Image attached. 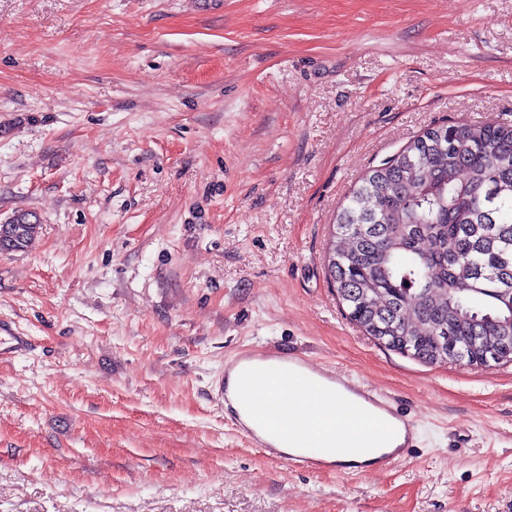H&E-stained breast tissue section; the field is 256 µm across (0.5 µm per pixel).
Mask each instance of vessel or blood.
<instances>
[{"label": "vessel or blood", "mask_w": 512, "mask_h": 512, "mask_svg": "<svg viewBox=\"0 0 512 512\" xmlns=\"http://www.w3.org/2000/svg\"><path fill=\"white\" fill-rule=\"evenodd\" d=\"M225 378L220 385V397L224 402L238 400L241 410L231 411L227 422L234 430L247 437L257 448L273 451L275 459L294 469L306 471H330L334 465L323 459L300 453L282 452L276 445L282 438V424L293 425L294 438H302L297 425L300 409H308L319 422L335 421L338 410L347 414L380 413L385 422L377 431L376 438L383 453L382 468H391L415 445L418 425L408 414L395 409L389 398L381 396L363 384L352 381L344 374L325 370L306 358L279 351L252 353L243 351L228 361L224 368ZM276 378L278 407L268 414L256 409L260 400L257 377Z\"/></svg>", "instance_id": "1"}]
</instances>
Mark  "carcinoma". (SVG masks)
Masks as SVG:
<instances>
[{"label": "carcinoma", "instance_id": "carcinoma-1", "mask_svg": "<svg viewBox=\"0 0 512 512\" xmlns=\"http://www.w3.org/2000/svg\"><path fill=\"white\" fill-rule=\"evenodd\" d=\"M11 250L37 216H12ZM330 277L351 320L425 363H512V124L441 125L362 179Z\"/></svg>", "mask_w": 512, "mask_h": 512}]
</instances>
